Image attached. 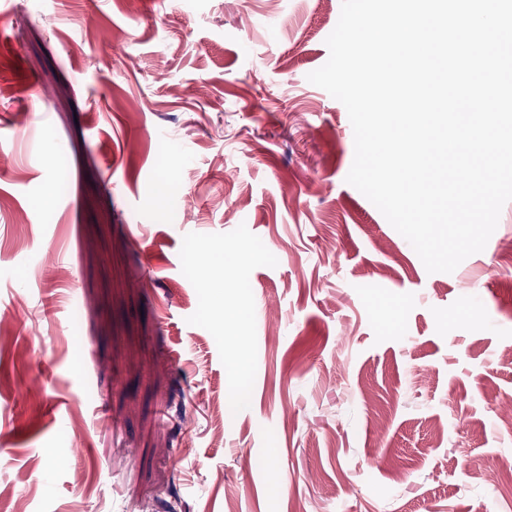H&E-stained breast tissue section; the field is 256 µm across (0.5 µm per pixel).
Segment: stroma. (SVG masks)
<instances>
[{
  "mask_svg": "<svg viewBox=\"0 0 512 512\" xmlns=\"http://www.w3.org/2000/svg\"><path fill=\"white\" fill-rule=\"evenodd\" d=\"M340 11L0 0V512H512V201L426 271L307 79Z\"/></svg>",
  "mask_w": 512,
  "mask_h": 512,
  "instance_id": "stroma-1",
  "label": "stroma"
}]
</instances>
